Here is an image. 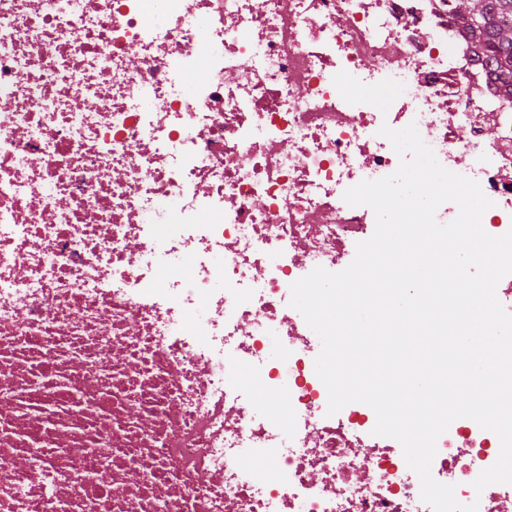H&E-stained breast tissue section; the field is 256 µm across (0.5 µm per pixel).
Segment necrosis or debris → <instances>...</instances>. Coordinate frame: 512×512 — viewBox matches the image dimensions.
Instances as JSON below:
<instances>
[{
	"label": "necrosis or debris",
	"instance_id": "4bbe7bcc",
	"mask_svg": "<svg viewBox=\"0 0 512 512\" xmlns=\"http://www.w3.org/2000/svg\"><path fill=\"white\" fill-rule=\"evenodd\" d=\"M412 123L511 230L512 92L448 0H0V512H433L289 304ZM499 452L459 418L431 472L505 512Z\"/></svg>",
	"mask_w": 512,
	"mask_h": 512
}]
</instances>
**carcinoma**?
Returning <instances> with one entry per match:
<instances>
[{
  "label": "carcinoma",
  "instance_id": "cac0c4a2",
  "mask_svg": "<svg viewBox=\"0 0 512 512\" xmlns=\"http://www.w3.org/2000/svg\"><path fill=\"white\" fill-rule=\"evenodd\" d=\"M457 26L502 78L512 80V0H474L458 13L451 0Z\"/></svg>",
  "mask_w": 512,
  "mask_h": 512
}]
</instances>
